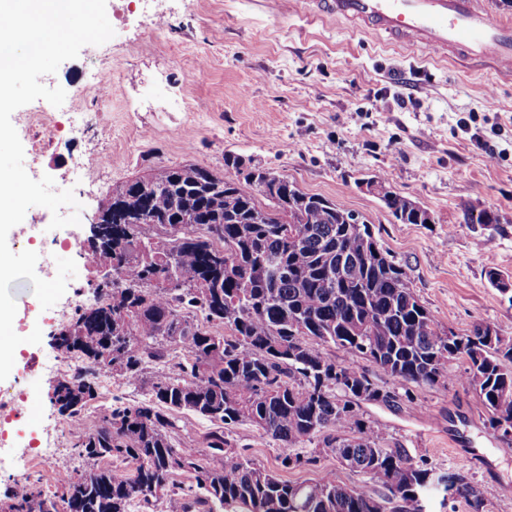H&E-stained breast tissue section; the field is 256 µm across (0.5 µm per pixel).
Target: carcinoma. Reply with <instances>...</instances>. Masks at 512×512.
Masks as SVG:
<instances>
[{
  "instance_id": "obj_1",
  "label": "carcinoma",
  "mask_w": 512,
  "mask_h": 512,
  "mask_svg": "<svg viewBox=\"0 0 512 512\" xmlns=\"http://www.w3.org/2000/svg\"><path fill=\"white\" fill-rule=\"evenodd\" d=\"M235 177L195 165H161L127 181L102 207L101 236L88 245L97 271L116 280L95 285V304L80 306L54 336L59 354L80 371L54 386L75 423L107 373L129 384L151 381L150 398L114 405L73 444L87 468L62 494L38 487L0 512H424L430 492L468 512H488L494 488L458 473L439 483L435 468L401 445L380 442L362 404L396 403L356 359L410 388L446 383L448 363L465 364L464 386L489 428H512V337L488 335L477 322L463 335L442 328L413 291L402 265L354 211L303 191L287 176L224 158ZM384 192L398 224H425L382 174L367 178ZM467 224L500 223L492 210H463ZM344 275L328 279V272ZM337 347L350 358L326 353ZM171 372L159 371V365ZM213 424L206 450L173 440L174 413ZM249 424L282 448V470L311 469L330 457L366 478L300 483L248 458L229 441ZM309 444L306 452H296ZM132 462L128 475L101 461ZM186 474L187 482L174 477Z\"/></svg>"
}]
</instances>
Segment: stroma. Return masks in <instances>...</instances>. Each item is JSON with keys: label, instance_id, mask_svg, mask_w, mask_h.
I'll use <instances>...</instances> for the list:
<instances>
[{"label": "stroma", "instance_id": "stroma-1", "mask_svg": "<svg viewBox=\"0 0 512 512\" xmlns=\"http://www.w3.org/2000/svg\"><path fill=\"white\" fill-rule=\"evenodd\" d=\"M113 37L84 46L49 88L72 91L108 66L111 93L93 105L78 140L47 138L41 128L20 133L23 147L46 138L41 171L69 181L80 222L56 230L72 242L67 258L84 264L89 222L113 188L161 165L196 164L224 177L226 154L288 176L306 192L359 213L409 274L415 294L442 327L467 333L473 323L512 336V300L487 281L489 267L512 274V76L436 60L428 54L357 33L312 13L298 0H107ZM157 36H149L153 24ZM485 149H478L473 135ZM103 163L81 175L76 158ZM380 172L391 187L425 208L430 224H396L375 194L362 187ZM494 211V235L463 223V208ZM18 335L40 329V344L20 346L0 395L16 411L0 416V502L23 484H53L55 492L83 462L74 435L52 400L55 375L45 370L62 324L41 309L28 279L11 283ZM446 385L414 389L397 406L364 404L384 445L399 444L437 469L493 485L490 512H512V446L488 428L464 385L465 367L451 362ZM147 385L110 376L83 414L97 425L115 401L137 403ZM256 463L276 467L280 447L250 425L229 436ZM53 442L45 472L15 473L32 444Z\"/></svg>", "mask_w": 512, "mask_h": 512}]
</instances>
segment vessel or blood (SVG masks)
<instances>
[{"label":"vessel or blood","instance_id":"vessel-or-blood-1","mask_svg":"<svg viewBox=\"0 0 512 512\" xmlns=\"http://www.w3.org/2000/svg\"><path fill=\"white\" fill-rule=\"evenodd\" d=\"M315 5L371 38L478 63H512V19L496 15L491 0H315Z\"/></svg>","mask_w":512,"mask_h":512}]
</instances>
